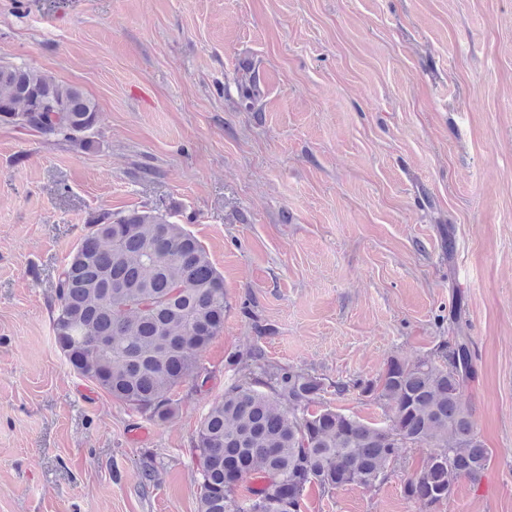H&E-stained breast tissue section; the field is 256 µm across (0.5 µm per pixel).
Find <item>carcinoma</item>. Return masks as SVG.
Instances as JSON below:
<instances>
[{
    "label": "carcinoma",
    "mask_w": 512,
    "mask_h": 512,
    "mask_svg": "<svg viewBox=\"0 0 512 512\" xmlns=\"http://www.w3.org/2000/svg\"><path fill=\"white\" fill-rule=\"evenodd\" d=\"M97 105L78 86L0 62V124L86 145ZM224 277L202 243L157 209L101 213L70 254L55 287L52 332L67 364L146 420L175 412V389L202 371L198 355L224 329ZM240 376L201 418L191 448L199 512H301L305 491L372 488L401 448L432 449L404 486L428 506L448 500L455 479L476 482L490 452L463 401L474 377L469 337L433 354L388 361L376 380L353 383L269 363L253 348ZM354 387L387 405L382 424L320 406L323 393ZM258 483L243 502L237 490Z\"/></svg>",
    "instance_id": "cac0c4a2"
}]
</instances>
